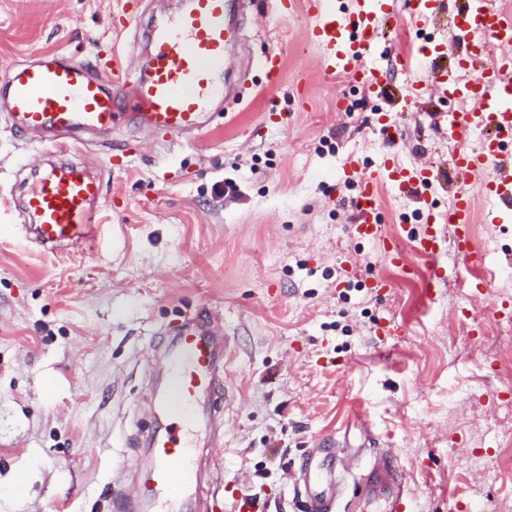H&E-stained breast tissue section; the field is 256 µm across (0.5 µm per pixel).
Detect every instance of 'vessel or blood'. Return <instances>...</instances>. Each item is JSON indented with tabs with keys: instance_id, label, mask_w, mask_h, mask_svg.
<instances>
[{
	"instance_id": "vessel-or-blood-1",
	"label": "vessel or blood",
	"mask_w": 512,
	"mask_h": 512,
	"mask_svg": "<svg viewBox=\"0 0 512 512\" xmlns=\"http://www.w3.org/2000/svg\"><path fill=\"white\" fill-rule=\"evenodd\" d=\"M280 16L304 11L308 25L304 44L318 50L322 72L341 75L366 92L381 96L386 86L374 56L385 24L401 27L402 18L392 0H350L339 9L336 0H273ZM240 0H181L174 21L152 23L145 34L151 64L146 75L133 74L137 53L113 54L112 74L105 77L74 56L53 52L36 62L16 65L12 77L0 84V100H6L13 130L21 135L40 133L57 146L77 132L108 135L119 126L115 88L135 84L136 93L127 115L142 132L173 142L183 134L205 128L208 110L224 96L225 73L233 60L229 53L240 26ZM439 0H408L409 16L424 25L438 12ZM454 32L464 50L453 69L442 74L438 89L455 100L457 107L433 113L436 127L449 140L463 141L473 133L481 139L474 149L454 157L458 182L446 212L429 213L419 232L404 239L387 235L381 223V189L390 186L403 195L419 193L429 185V173L404 164L394 152H386L375 169H366L360 156L349 155L345 175L356 176L359 193L354 201L353 229L362 238L378 239L390 263L406 268V253L429 260L445 248H453L470 267L484 265L475 251L472 226L476 220L504 224L512 218V9L499 0H464L453 20ZM104 194L102 178L77 167H54L26 197L25 208L35 216L36 242L47 252L82 242L94 245L99 226L96 204ZM491 201L484 215H477L478 199ZM174 341L163 350L168 371L167 393L161 402L163 427L146 441L155 453L151 469L152 499L160 512H183L198 462L187 424L210 431L212 410L206 394L220 389L224 339L201 316L189 318L172 330ZM347 467L335 449H319L302 468L305 512H363L361 500H373L388 489L386 512H405L409 500L397 469L381 459L359 481V495L346 497L339 490Z\"/></svg>"
}]
</instances>
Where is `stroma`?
I'll list each match as a JSON object with an SVG mask.
<instances>
[{"mask_svg":"<svg viewBox=\"0 0 512 512\" xmlns=\"http://www.w3.org/2000/svg\"><path fill=\"white\" fill-rule=\"evenodd\" d=\"M181 0H0V80L45 51L103 65L124 52L123 28L176 18ZM458 4L436 23L385 30L377 48L390 93L326 77L300 50L304 15L251 0L232 55L243 97L202 134L171 147L123 127L113 145L74 141L70 163L102 174L93 247L44 252L27 238L20 203L51 170L54 146L11 129L0 110V512H113V476L144 483V442L162 414L154 345L188 316L210 313L228 340L225 394L213 399L224 443L205 449L206 480L253 493L266 512H300L295 483L321 440L354 448L373 434L402 474L412 512H512V223H476L495 276L485 290L454 255L434 264L424 295L379 242L352 228L355 187L339 175L358 152L376 166L388 148L433 171L421 194L384 188L385 233L445 210L455 143L431 124L452 103L436 88L415 107L396 58L449 40ZM285 75L267 87L271 50ZM399 132L388 145L380 124ZM390 281L384 294L375 278ZM483 323L470 332L471 318ZM400 327L379 340L380 324Z\"/></svg>","mask_w":512,"mask_h":512,"instance_id":"35a3bbf8","label":"stroma"}]
</instances>
